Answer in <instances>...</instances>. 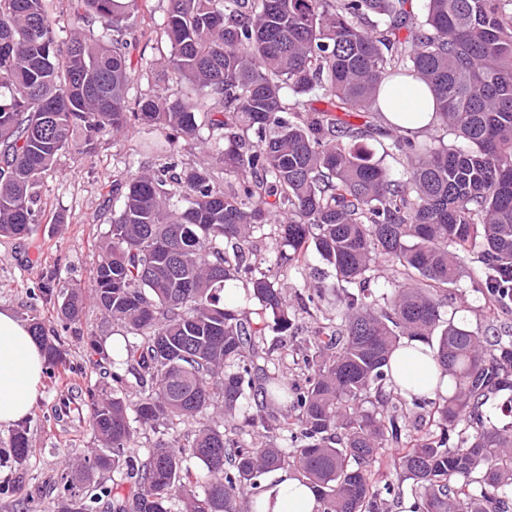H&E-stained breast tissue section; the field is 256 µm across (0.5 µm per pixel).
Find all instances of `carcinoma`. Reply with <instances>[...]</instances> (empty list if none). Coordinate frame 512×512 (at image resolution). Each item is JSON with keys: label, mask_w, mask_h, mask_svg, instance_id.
I'll use <instances>...</instances> for the list:
<instances>
[{"label": "carcinoma", "mask_w": 512, "mask_h": 512, "mask_svg": "<svg viewBox=\"0 0 512 512\" xmlns=\"http://www.w3.org/2000/svg\"><path fill=\"white\" fill-rule=\"evenodd\" d=\"M49 2L0 0V237L33 232L58 156H88L102 134L155 126L165 138L148 149L168 159L121 176L99 242L92 298L132 339L112 386L89 391L99 447L62 475L54 512H172L174 499L177 512H251L244 490L285 468L322 512H512V423L490 415L512 393V339L441 315L474 250L488 299L512 300L497 284L512 275V0H167L166 76L186 88L174 98L129 95L156 80L128 51L145 0H75L100 28L65 36ZM397 76L427 85L460 140L400 131L381 145L398 175L364 143ZM197 143L209 162L175 159ZM311 248L332 285L288 283ZM381 258L394 288L378 296L366 283ZM42 292L80 321L82 288L52 277ZM300 314L317 323L310 337ZM30 328L48 368L63 364L42 322ZM406 340L432 350L448 394H402L390 359ZM289 357L303 382H288ZM12 456L28 460L23 431ZM192 459L207 470L200 493ZM111 471L112 487L93 480ZM384 472L398 483L381 490Z\"/></svg>", "instance_id": "obj_1"}]
</instances>
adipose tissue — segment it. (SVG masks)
Segmentation results:
<instances>
[{"label":"adipose tissue","instance_id":"adipose-tissue-1","mask_svg":"<svg viewBox=\"0 0 512 512\" xmlns=\"http://www.w3.org/2000/svg\"><path fill=\"white\" fill-rule=\"evenodd\" d=\"M385 121L407 131L428 127L435 103L419 80L399 77L383 85L378 98ZM393 375L400 388L434 394L439 370L423 343L410 341L392 358ZM44 357L29 327L12 312L0 311V424L27 419L38 400ZM255 512H321V503L304 478L282 471L277 482L253 497Z\"/></svg>","mask_w":512,"mask_h":512}]
</instances>
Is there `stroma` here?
<instances>
[{
  "mask_svg": "<svg viewBox=\"0 0 512 512\" xmlns=\"http://www.w3.org/2000/svg\"><path fill=\"white\" fill-rule=\"evenodd\" d=\"M166 8L167 0H148L130 36L133 56L159 58L156 46L161 42L160 23ZM158 136V131L144 127L118 138L106 134L99 137L92 155H60L45 177L42 221L35 232L20 239L0 237V309L11 310L24 321L38 317L47 335L55 337L68 353L54 376L43 378L38 402L25 421L30 448L26 467L11 460L15 425L0 424V512H53L63 493L65 465L88 455L95 446L88 428L56 422L53 405L64 389L111 384V368L92 363L85 340L100 336L120 349L125 345V331L107 320L92 301L87 302L79 323L62 321L42 288L51 277L89 286L98 261V242L112 222L107 191L123 163L136 168L160 166V157L147 148ZM60 214L65 220L59 224L55 218ZM477 265L475 254L464 255V273L451 290L445 316L479 333L495 319L512 324V307L489 309L485 288L473 273Z\"/></svg>",
  "mask_w": 512,
  "mask_h": 512,
  "instance_id": "stroma-1",
  "label": "stroma"
}]
</instances>
